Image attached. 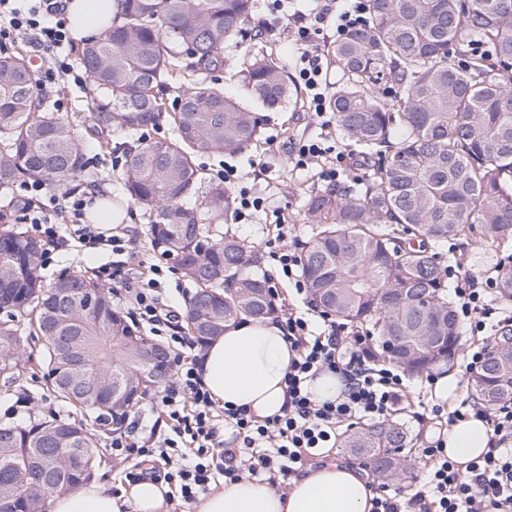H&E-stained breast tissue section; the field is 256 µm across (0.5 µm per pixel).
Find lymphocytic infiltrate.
I'll return each instance as SVG.
<instances>
[{
    "label": "lymphocytic infiltrate",
    "instance_id": "f902f5d3",
    "mask_svg": "<svg viewBox=\"0 0 512 512\" xmlns=\"http://www.w3.org/2000/svg\"><path fill=\"white\" fill-rule=\"evenodd\" d=\"M269 9L284 21L292 41L303 51L295 69V81L304 87L308 108L322 127H330L328 114L329 63L318 47L325 28L344 35L361 23L364 0H316L314 7L303 11L294 0H271ZM66 0H0V46L16 37L28 39L33 51L48 53L50 61L41 73L42 84H53L63 77L75 76V66L64 48L69 41L65 16ZM294 169L318 167L319 177L332 183L340 175L346 155L327 146L324 138L295 141L289 155ZM63 204L74 222L62 230L54 222L56 204ZM17 222L32 225L47 242L56 244L71 237L91 248H110L118 262L94 267L93 276L111 284L125 265L138 262L139 255L124 237L92 231L81 221L84 199L58 200L40 180L25 182L14 202ZM280 231L268 241L265 257L278 272L293 280L297 292H304L298 270L300 256L286 242L285 217H277ZM163 262L149 264L148 273L139 277L136 287L127 289L122 298L129 305L135 322L150 326L152 331L168 328L178 387L165 389L156 400L166 417V434L145 435L134 429L113 433L112 449L116 456L136 457L147 461H164L165 470H152L153 478L164 480L180 493L185 503L209 489L216 479L235 481L241 468L262 477L271 485L301 472L322 449L334 447L336 430L357 420H386L397 414L406 397L401 372L370 361L368 340L361 332L349 330L328 313L318 317L327 334L310 330L308 320L297 311L282 316L279 325L297 356L289 367L286 384L288 405L282 415L256 420L242 408L217 405L206 389L197 362L187 360L188 337L179 335L180 316L165 308L161 294ZM495 281L492 275L462 277L454 289L455 309L459 321L471 333L486 329L493 308ZM342 375L348 383L341 396L320 402L306 388V382L318 374ZM435 415L457 420L471 415L486 417L493 436L488 451L459 470L443 451L442 441H430L421 448L426 464L418 491L404 497L400 491L382 492L372 500L370 512H512V403L498 406L493 415L469 402H460L450 412L435 408ZM233 425L241 440L240 447H225L219 439L220 423Z\"/></svg>",
    "mask_w": 512,
    "mask_h": 512
}]
</instances>
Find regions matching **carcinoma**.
I'll return each instance as SVG.
<instances>
[{
  "label": "carcinoma",
  "mask_w": 512,
  "mask_h": 512,
  "mask_svg": "<svg viewBox=\"0 0 512 512\" xmlns=\"http://www.w3.org/2000/svg\"><path fill=\"white\" fill-rule=\"evenodd\" d=\"M366 20L330 53L344 75L329 99L337 130L372 163L339 188L311 191L312 236L300 254L312 303L368 329L372 357L417 376L445 362L453 371L460 330L448 269L433 247L512 234V0H365ZM252 0H117L112 26L82 44L96 85L94 128L103 147L125 153L123 193L150 219L151 245L177 261L195 291L184 331L203 346L243 318L275 314L263 277H241L246 247L219 230L235 209L219 184L205 185L197 158L237 154L262 136L256 106L209 77L224 44L246 34ZM479 40L489 54L472 52ZM253 103H300L276 58L242 62ZM39 71L19 51H0V186L19 175L64 185L87 170L78 129L42 104ZM182 88L171 133L159 125L164 92ZM37 235L0 230V378L30 362L29 342L52 391L83 419L44 416L0 424V487L26 477L45 498L91 478L102 448L96 428L122 426L163 383L139 389L145 336L112 307L111 292L80 272L51 283L40 274ZM499 298L512 301V265L495 262ZM407 336L406 352L387 337ZM103 385L89 396L86 386ZM473 396L512 402V347L493 341L472 376ZM343 445L384 481L400 478L406 432L369 424ZM84 464L59 469L60 448Z\"/></svg>",
  "instance_id": "1"
}]
</instances>
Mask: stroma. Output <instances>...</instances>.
<instances>
[{
	"instance_id": "stroma-1",
	"label": "stroma",
	"mask_w": 512,
	"mask_h": 512,
	"mask_svg": "<svg viewBox=\"0 0 512 512\" xmlns=\"http://www.w3.org/2000/svg\"><path fill=\"white\" fill-rule=\"evenodd\" d=\"M273 17L265 0H253L252 15L246 24L248 36L242 41H231L224 46V65L216 69V78L225 82L227 93L239 98H248V90L242 80L225 81L227 71L238 68L244 56L262 57L275 53L287 74H294L295 60L300 49L287 35L286 30L263 32V24L272 22ZM93 82L90 75H83L81 83L63 80L55 85L42 88L41 96L45 104L62 100L64 107L60 117L70 123L84 126L89 122L88 105L93 95ZM263 139L256 146L240 154L223 158L220 155H204L198 162L203 169L206 183L216 182L217 170L224 164L231 163L237 168V175L242 185L247 186L258 196L267 198L268 213L257 214L252 223L239 224L229 221L224 226L225 232L235 236L247 248L249 261L243 267L246 275H263L268 264L262 257L264 244L268 238L277 234L274 212H283L290 224L287 242L293 246H303L312 233L305 201L309 190L322 187L314 171L292 172L288 160V146L291 140L316 137L320 132L319 124L305 107L290 104L261 113ZM86 159L89 174L63 185L64 193L73 194L80 188H88L99 196L122 203L128 217L125 224L119 225L118 231L131 238L142 259L152 262L159 259L158 251L153 250L148 238V219L142 211L131 202L126 201L120 189L125 157L121 149L103 153L97 148L95 136H88ZM447 252L463 256L460 272L480 274L492 270L499 252V244L493 240H456L448 242ZM111 251L81 246L68 240L59 244L52 255V260L42 274L45 281H54L57 277L74 272L89 271L90 268L112 262ZM409 404L407 408L395 415L394 420L407 433L410 444L403 451L415 472L423 471L424 461L418 454L423 441L431 440L441 433L445 420L437 418L431 411L435 403L432 391L424 385L423 377H408ZM47 415L55 413L69 416L70 410L51 390H49L42 370L27 372L24 379L8 386L0 381V422H19L33 414Z\"/></svg>"
}]
</instances>
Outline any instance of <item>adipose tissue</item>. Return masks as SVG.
Segmentation results:
<instances>
[{"instance_id":"ef3b65f1","label":"adipose tissue","mask_w":512,"mask_h":512,"mask_svg":"<svg viewBox=\"0 0 512 512\" xmlns=\"http://www.w3.org/2000/svg\"><path fill=\"white\" fill-rule=\"evenodd\" d=\"M116 0H69L66 17L72 38L101 33L112 23ZM293 353L272 319L230 322L211 340L201 364L202 380L212 398L246 408L263 420L282 414L287 404L285 376ZM492 432L485 419L469 417L442 433L445 451L458 466L485 453ZM374 496L366 471L338 460L307 468L287 492L241 478L200 497L194 512H369ZM51 512H168L167 487L143 480L113 492L108 480L93 479L53 496Z\"/></svg>"}]
</instances>
